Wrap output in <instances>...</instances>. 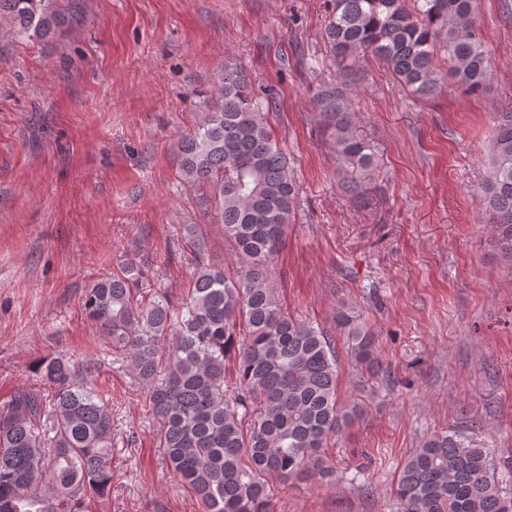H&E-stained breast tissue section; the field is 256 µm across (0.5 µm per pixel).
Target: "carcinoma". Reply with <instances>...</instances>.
Wrapping results in <instances>:
<instances>
[{"mask_svg":"<svg viewBox=\"0 0 512 512\" xmlns=\"http://www.w3.org/2000/svg\"><path fill=\"white\" fill-rule=\"evenodd\" d=\"M329 0L323 39L331 56L382 60L401 85L432 94L448 75L483 87L488 61L476 0ZM21 38L46 39L69 24L62 0H0V20ZM318 103L343 165L342 189L361 197L374 179V150L355 133L356 114L333 87ZM244 69L226 63L194 128L178 143L182 180L213 211L235 266L205 261L206 236L183 226L195 264L173 300L153 286L154 267L136 251L84 295L87 318L111 338L159 423V447L179 484L204 512H270L276 487L334 473L331 440L359 406L339 403L342 365L335 340L280 304L274 261L290 223L297 184ZM486 204L496 255L512 272V111L495 113ZM336 326L354 360L372 367L375 336L345 311ZM36 386L0 406V512H81L112 486V400L88 388L72 360L39 358ZM398 512H512V492L492 473L491 452L470 439L435 433L401 467Z\"/></svg>","mask_w":512,"mask_h":512,"instance_id":"obj_1","label":"carcinoma"}]
</instances>
